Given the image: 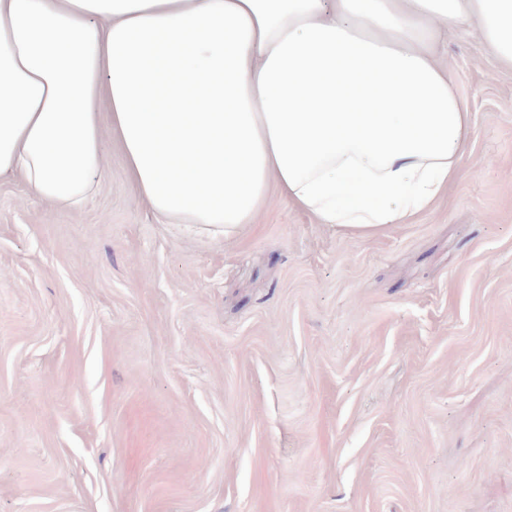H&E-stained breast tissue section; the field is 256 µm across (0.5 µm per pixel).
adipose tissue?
Listing matches in <instances>:
<instances>
[{"mask_svg":"<svg viewBox=\"0 0 512 512\" xmlns=\"http://www.w3.org/2000/svg\"><path fill=\"white\" fill-rule=\"evenodd\" d=\"M464 24L512 67V0H0V176L78 205L109 138L158 223L229 237L276 192L370 237L460 175Z\"/></svg>","mask_w":512,"mask_h":512,"instance_id":"adipose-tissue-1","label":"adipose tissue"}]
</instances>
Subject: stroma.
Segmentation results:
<instances>
[{
    "mask_svg": "<svg viewBox=\"0 0 512 512\" xmlns=\"http://www.w3.org/2000/svg\"><path fill=\"white\" fill-rule=\"evenodd\" d=\"M461 176L363 238L271 194L160 224L0 176V512H512V68L437 45Z\"/></svg>",
    "mask_w": 512,
    "mask_h": 512,
    "instance_id": "1",
    "label": "stroma"
}]
</instances>
